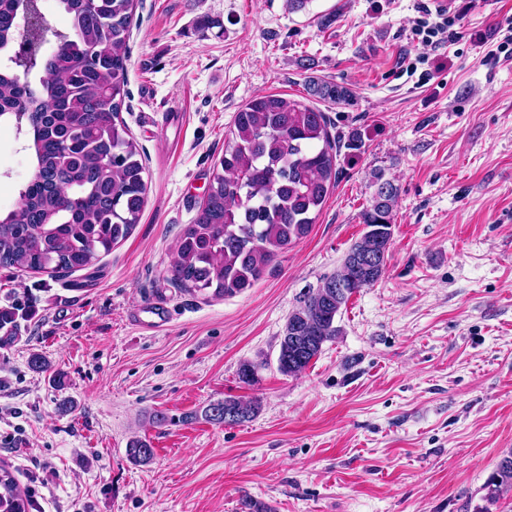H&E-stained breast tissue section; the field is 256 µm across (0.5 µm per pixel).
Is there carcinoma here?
<instances>
[{
  "mask_svg": "<svg viewBox=\"0 0 512 512\" xmlns=\"http://www.w3.org/2000/svg\"><path fill=\"white\" fill-rule=\"evenodd\" d=\"M73 34L52 38L54 50L35 66L13 52L22 0H0V121H26L25 148L33 178L18 206L0 216V267L72 273L95 264L139 223L145 204V167L120 118L127 98L131 20L141 0H58ZM312 97L347 105L352 90L317 77ZM337 141L326 113L279 94L257 95L235 115L232 137L211 179L205 201L176 243L171 279L201 294L229 297L252 287L279 253L306 238L336 184ZM361 213L365 232L336 272L304 296L285 324L278 369L304 371L339 333L336 317L351 296L384 273L399 189L381 169ZM251 420L255 401L226 397L204 406L198 418L224 423V409ZM135 464L154 456L149 441L132 438ZM486 498L512 492V452L488 480ZM28 492L0 466V512H29Z\"/></svg>",
  "mask_w": 512,
  "mask_h": 512,
  "instance_id": "cac0c4a2",
  "label": "carcinoma"
}]
</instances>
